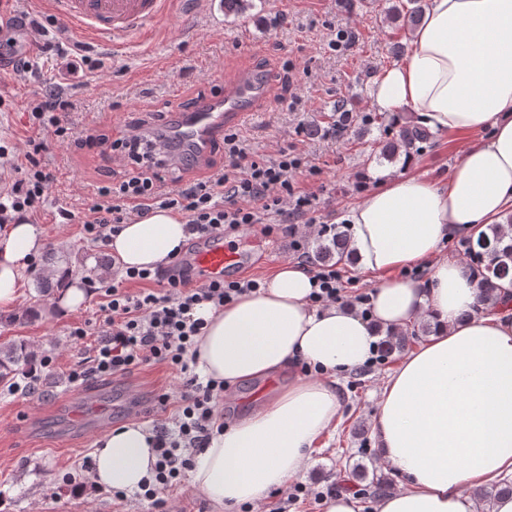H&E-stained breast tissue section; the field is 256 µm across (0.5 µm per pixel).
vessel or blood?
I'll return each mask as SVG.
<instances>
[{"label":"vessel or blood","mask_w":512,"mask_h":512,"mask_svg":"<svg viewBox=\"0 0 512 512\" xmlns=\"http://www.w3.org/2000/svg\"><path fill=\"white\" fill-rule=\"evenodd\" d=\"M51 9L72 34L108 39L113 51L126 48L134 37L171 13L174 0H49ZM265 93V81L255 77L224 91L208 105L180 108L181 96L172 93L175 110L168 129L172 143L184 155L203 158L224 136L225 120H239L253 111ZM197 281L221 280L244 264V252L224 237L198 240L187 256Z\"/></svg>","instance_id":"b4317fda"}]
</instances>
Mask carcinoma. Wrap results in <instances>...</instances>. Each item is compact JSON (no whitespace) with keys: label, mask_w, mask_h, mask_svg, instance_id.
Instances as JSON below:
<instances>
[{"label":"carcinoma","mask_w":512,"mask_h":512,"mask_svg":"<svg viewBox=\"0 0 512 512\" xmlns=\"http://www.w3.org/2000/svg\"><path fill=\"white\" fill-rule=\"evenodd\" d=\"M423 12L422 0H398L390 8V13L396 19L403 17L410 23L418 22ZM430 139L428 131L415 126L401 130L396 138L378 147V157L391 160L401 153L411 149L419 150L422 144ZM470 249L479 262L480 298L483 301H498L504 285L512 286V214L504 218L502 224H492L488 231L478 234L476 240L470 243ZM313 258L322 262L344 263L353 260L348 248L347 233L336 230V236L327 238L318 244L313 252ZM60 262L56 252L50 251L45 256V271L35 276V291L42 299L51 295L54 288L51 271ZM426 332V326L417 325V329H403L393 334L388 333L381 340L382 355L385 359H395L408 350L410 339L418 333ZM32 361V354L23 339L0 347V383L9 385L20 374L24 367ZM512 494V483L502 482L484 486L473 492L479 512H485L486 506L500 494Z\"/></svg>","instance_id":"obj_1"}]
</instances>
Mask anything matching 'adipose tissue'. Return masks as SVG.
<instances>
[{"mask_svg":"<svg viewBox=\"0 0 512 512\" xmlns=\"http://www.w3.org/2000/svg\"><path fill=\"white\" fill-rule=\"evenodd\" d=\"M406 61L375 83L383 111L414 110L437 132L471 134L447 181L390 176L345 216L358 271L372 288L371 316L309 299L310 275L281 266L258 292L221 311L203 307L197 369L233 387L296 361L322 367L287 385L195 454L189 485L220 512L265 501L304 477L311 452L341 408L337 375L372 357L379 330L424 320L427 341L386 380L372 424L378 460L404 479L376 512H477L469 491L512 475V304L478 306L469 269L443 257L456 234L500 223L512 208V0H428ZM187 240L180 215L157 209L108 244L121 268H152ZM19 221L0 236V307L16 306L23 272L44 249ZM417 268L420 279L402 270ZM148 429H111L93 455L103 489L135 491L156 456Z\"/></svg>","mask_w":512,"mask_h":512,"instance_id":"1","label":"adipose tissue"}]
</instances>
